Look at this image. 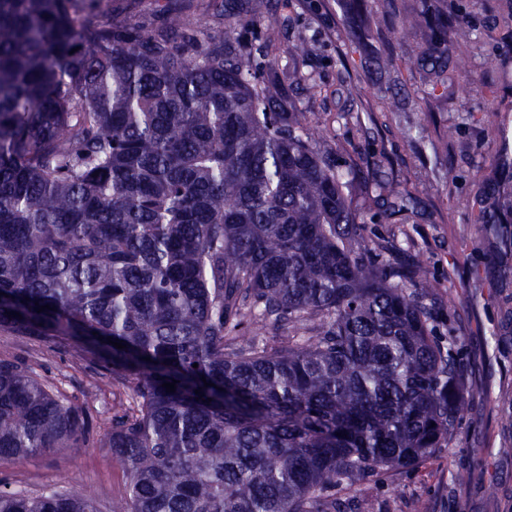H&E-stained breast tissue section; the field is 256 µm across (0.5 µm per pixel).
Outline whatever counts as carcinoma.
Returning a JSON list of instances; mask_svg holds the SVG:
<instances>
[{"label": "carcinoma", "mask_w": 512, "mask_h": 512, "mask_svg": "<svg viewBox=\"0 0 512 512\" xmlns=\"http://www.w3.org/2000/svg\"><path fill=\"white\" fill-rule=\"evenodd\" d=\"M186 2L156 26L0 0V332L90 337L134 380L100 438L129 476L112 512H372L341 491L424 462L463 408L428 268L359 243L360 172L276 91L280 13L243 42L254 0H213L224 35L201 38ZM433 18L447 39L453 13ZM426 58L434 95L448 63ZM284 325L288 342L261 340ZM93 439L86 408L0 361V458ZM0 512L95 508L0 487Z\"/></svg>", "instance_id": "carcinoma-1"}]
</instances>
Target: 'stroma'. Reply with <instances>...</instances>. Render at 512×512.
<instances>
[{"mask_svg": "<svg viewBox=\"0 0 512 512\" xmlns=\"http://www.w3.org/2000/svg\"><path fill=\"white\" fill-rule=\"evenodd\" d=\"M457 16L448 38L456 80L440 103L426 95L428 74L416 61L434 36L431 23L402 37L386 31L372 47L349 28V0H291L283 9L280 73L300 72L322 86L310 97L288 90L292 111L339 163L361 167L355 199L367 220L365 244L392 264H429L437 335L456 341L467 384L454 436L418 468L382 477L360 492L377 512H512V224H478L473 214L503 181L512 182V0H447ZM181 0H102L100 19L130 8L160 24ZM304 52H296L297 44ZM355 80L337 83L340 59ZM398 111H389V104ZM407 187L394 212L386 185ZM24 364L44 383L75 397L98 417L112 418L114 395L130 384L71 339L0 335V360ZM0 483L36 496L79 489L97 512H111L129 480L108 448L71 454L60 448L23 459H0Z\"/></svg>", "mask_w": 512, "mask_h": 512, "instance_id": "35a3bbf8", "label": "stroma"}]
</instances>
